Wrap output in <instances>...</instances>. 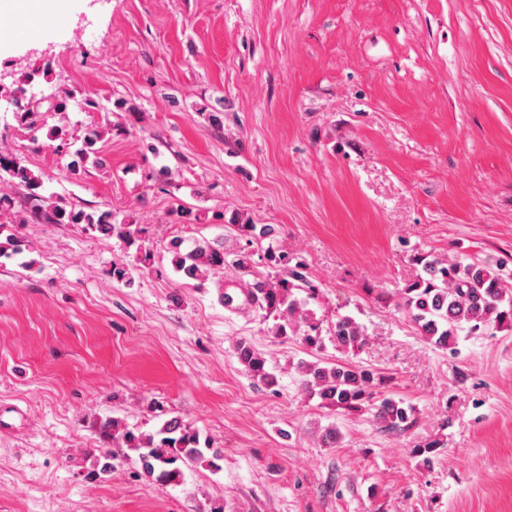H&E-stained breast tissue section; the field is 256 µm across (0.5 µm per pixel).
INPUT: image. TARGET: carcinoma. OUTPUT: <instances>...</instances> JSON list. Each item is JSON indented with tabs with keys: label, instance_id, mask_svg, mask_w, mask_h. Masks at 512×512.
<instances>
[{
	"label": "carcinoma",
	"instance_id": "1",
	"mask_svg": "<svg viewBox=\"0 0 512 512\" xmlns=\"http://www.w3.org/2000/svg\"><path fill=\"white\" fill-rule=\"evenodd\" d=\"M17 121L34 132L40 122V112L21 106L15 112ZM96 130L86 131L80 145L71 152L68 168L74 174L85 166L97 150ZM18 181L32 201V213L50 224H77L106 237L116 236L132 246L139 241L141 229L124 224L110 211L86 212L68 208L58 201L48 202L42 194L44 180L32 173L17 157L0 155V182ZM174 270L188 279H200L213 270L224 268V246L201 241L187 252L179 247L170 250ZM271 271L267 279L255 283L256 293L267 316L273 317L276 336L299 337L309 350L324 347L321 321L307 309L308 301L316 298L318 288L301 272L302 262H292L287 256L267 252ZM416 262L421 273L401 290L399 308L417 331L434 346L455 355L461 337L484 336L494 328L512 326V275L500 267L493 268L464 257L419 256ZM303 292L306 297L297 298ZM330 341L345 352H357L366 343L365 329L354 317L338 315L328 327ZM236 353L247 371L269 386L276 378L266 369L264 355L250 343L240 341ZM300 382L311 396L320 399L324 407L343 412L372 411L375 420L388 432L403 431L415 422L413 408L384 393L385 377L369 369L336 363L323 366L318 362H302L297 366ZM112 431V443L138 454L142 468L164 482L181 477L182 467L206 464L218 467L221 451L201 441L192 426L180 418L166 421L154 432L130 428L117 419L107 423Z\"/></svg>",
	"mask_w": 512,
	"mask_h": 512
}]
</instances>
